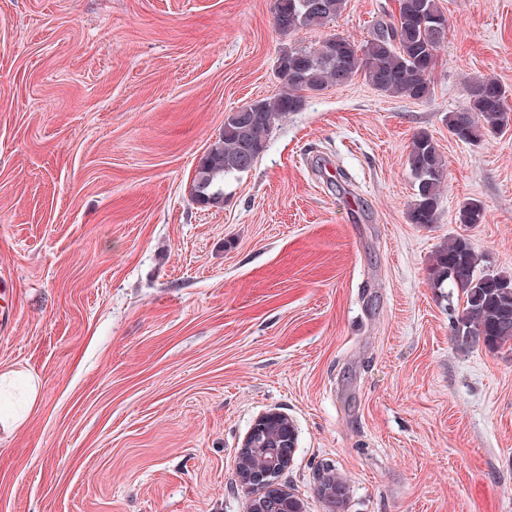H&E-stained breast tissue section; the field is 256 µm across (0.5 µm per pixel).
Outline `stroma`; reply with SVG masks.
<instances>
[{
    "instance_id": "obj_1",
    "label": "stroma",
    "mask_w": 512,
    "mask_h": 512,
    "mask_svg": "<svg viewBox=\"0 0 512 512\" xmlns=\"http://www.w3.org/2000/svg\"><path fill=\"white\" fill-rule=\"evenodd\" d=\"M439 5L430 98L307 94L217 208L190 185L225 117L280 93L284 51L363 43L396 0L291 34L274 0H0V372L41 383L0 432V512H247L267 412L296 426L278 483L302 512H512V349L459 347L430 280L460 235L512 274V127L448 130L471 81L512 94V0ZM420 132L447 165L431 226L407 220ZM470 198L485 223H457Z\"/></svg>"
}]
</instances>
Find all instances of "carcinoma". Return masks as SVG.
Masks as SVG:
<instances>
[{
  "label": "carcinoma",
  "instance_id": "1",
  "mask_svg": "<svg viewBox=\"0 0 512 512\" xmlns=\"http://www.w3.org/2000/svg\"><path fill=\"white\" fill-rule=\"evenodd\" d=\"M346 0H275L274 23L282 33L322 26L344 8ZM447 17L438 0H398L390 21L378 23L368 40L357 45L347 37L288 50L277 79L282 91L230 113L224 129L209 146L192 180V197L210 207L224 203V178L249 171L265 151L276 120L302 110L304 93L344 86L362 77L384 95L424 100L430 97V75L444 45ZM506 90L494 78L478 79L466 87V102L448 113V129L462 142L478 143L512 124ZM407 166L415 179L414 199L407 217L411 224L437 222L447 167L432 137L417 133ZM457 223L485 221V207L469 199L458 209ZM432 287L453 288L463 298L454 339L469 347L490 350L512 347V275L480 270V259L468 238L459 236L438 251L431 268ZM288 417L263 415L256 448H277Z\"/></svg>",
  "mask_w": 512,
  "mask_h": 512
}]
</instances>
